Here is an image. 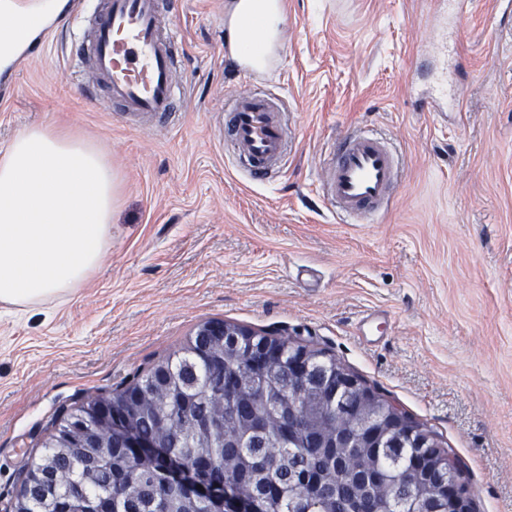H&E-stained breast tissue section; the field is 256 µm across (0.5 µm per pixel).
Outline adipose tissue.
<instances>
[{"label": "adipose tissue", "mask_w": 512, "mask_h": 512, "mask_svg": "<svg viewBox=\"0 0 512 512\" xmlns=\"http://www.w3.org/2000/svg\"><path fill=\"white\" fill-rule=\"evenodd\" d=\"M230 47H274L284 0H227ZM69 0H0V78L60 27ZM115 176L92 143L46 125L0 145V304L24 314L71 295L112 241Z\"/></svg>", "instance_id": "ef3b65f1"}]
</instances>
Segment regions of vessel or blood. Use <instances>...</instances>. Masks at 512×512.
<instances>
[{"mask_svg":"<svg viewBox=\"0 0 512 512\" xmlns=\"http://www.w3.org/2000/svg\"><path fill=\"white\" fill-rule=\"evenodd\" d=\"M162 8V0H95L91 14L75 19L76 67L89 68L107 106L130 118L164 121L188 96L173 77L179 33L163 27ZM283 112L277 95L259 88L225 102L224 141L255 181H269L284 164ZM399 173L389 142L359 131L336 143L318 191L339 214L371 218L391 206Z\"/></svg>","mask_w":512,"mask_h":512,"instance_id":"b4317fda","label":"vessel or blood"}]
</instances>
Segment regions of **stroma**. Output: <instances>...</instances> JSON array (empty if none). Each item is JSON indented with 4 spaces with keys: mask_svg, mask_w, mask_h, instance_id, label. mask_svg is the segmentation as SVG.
<instances>
[{
    "mask_svg": "<svg viewBox=\"0 0 512 512\" xmlns=\"http://www.w3.org/2000/svg\"><path fill=\"white\" fill-rule=\"evenodd\" d=\"M225 0H175L172 128L85 100L71 24L0 83V144L33 125L93 143L117 177L112 243L66 301L0 306V500L61 408L126 386L219 319L323 350L454 448L474 512H512V0H287L267 90L288 155L251 180L224 143ZM368 128L402 167L392 208L350 224L313 183Z\"/></svg>",
    "mask_w": 512,
    "mask_h": 512,
    "instance_id": "1",
    "label": "stroma"
}]
</instances>
